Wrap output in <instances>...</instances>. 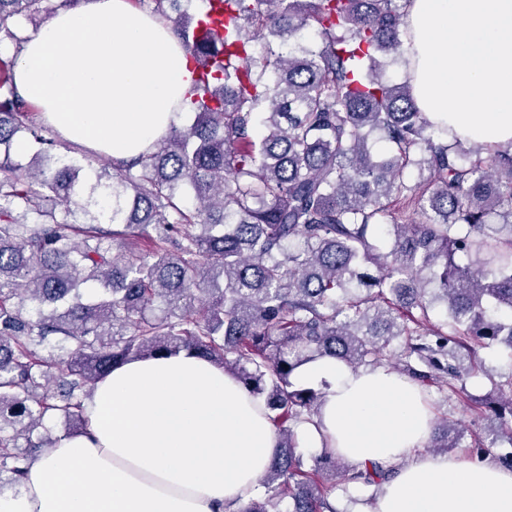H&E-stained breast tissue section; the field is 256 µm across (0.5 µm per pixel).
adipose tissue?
Segmentation results:
<instances>
[{
	"label": "adipose tissue",
	"instance_id": "obj_1",
	"mask_svg": "<svg viewBox=\"0 0 512 512\" xmlns=\"http://www.w3.org/2000/svg\"><path fill=\"white\" fill-rule=\"evenodd\" d=\"M404 64L423 112L481 147L512 140V0H410ZM191 74L170 26L131 0H79L27 35L14 83L67 141L127 160L187 108ZM326 382L308 448L396 467L376 512H512V471L423 450L430 415L419 387L384 368L330 358L298 369ZM84 434L27 462L0 512H225L255 497L279 438L267 411L210 361L179 353L127 362L83 403Z\"/></svg>",
	"mask_w": 512,
	"mask_h": 512
}]
</instances>
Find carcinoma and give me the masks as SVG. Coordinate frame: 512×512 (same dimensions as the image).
<instances>
[{"mask_svg": "<svg viewBox=\"0 0 512 512\" xmlns=\"http://www.w3.org/2000/svg\"><path fill=\"white\" fill-rule=\"evenodd\" d=\"M217 2L203 32L181 0H151L188 52L192 121L88 186L13 83L21 20L43 22L48 0H0L16 47L0 54V492L55 424L86 428L82 401L115 366L185 351L264 400L279 435L237 512H337L336 477L379 487L395 468L326 447L305 463L295 428L323 392L293 382L301 365L388 367L450 398L483 371L476 346L512 352V140L484 157L382 80L408 0ZM487 377L480 456L512 444V376ZM463 438L444 418L426 447Z\"/></svg>", "mask_w": 512, "mask_h": 512, "instance_id": "carcinoma-1", "label": "carcinoma"}]
</instances>
